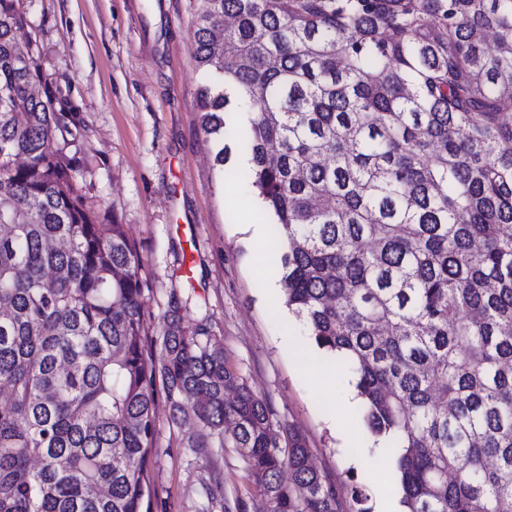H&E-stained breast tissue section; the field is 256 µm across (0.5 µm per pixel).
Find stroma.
<instances>
[{
	"label": "stroma",
	"instance_id": "stroma-1",
	"mask_svg": "<svg viewBox=\"0 0 512 512\" xmlns=\"http://www.w3.org/2000/svg\"><path fill=\"white\" fill-rule=\"evenodd\" d=\"M198 0H19L35 60L55 94L54 109L76 114L79 128L63 152L75 184L103 224L124 225L140 256L145 355L157 357L171 301L185 326L207 321L246 386L267 400L275 422L299 432L316 467L337 483L357 474L369 512L399 503L395 463L369 429L363 406L344 412L355 377L349 365L319 352L284 304L268 305L254 267L240 203L251 192L232 155L213 164L215 144L200 125L204 77L192 59ZM309 353L328 380L303 377ZM194 420L172 425L156 395V454L150 467L154 512L255 508L260 490L233 448L196 454L184 438ZM214 500L203 494L214 478Z\"/></svg>",
	"mask_w": 512,
	"mask_h": 512
}]
</instances>
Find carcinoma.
<instances>
[{"mask_svg":"<svg viewBox=\"0 0 512 512\" xmlns=\"http://www.w3.org/2000/svg\"><path fill=\"white\" fill-rule=\"evenodd\" d=\"M204 132L285 246L282 289L344 352L405 512H512V0H199ZM0 0V512H151L156 382L186 447L235 448L255 512H343L223 342L169 310L146 359L141 260L54 148Z\"/></svg>","mask_w":512,"mask_h":512,"instance_id":"1","label":"carcinoma"}]
</instances>
